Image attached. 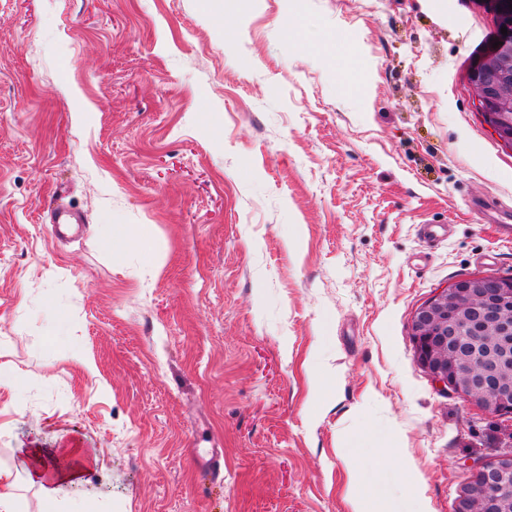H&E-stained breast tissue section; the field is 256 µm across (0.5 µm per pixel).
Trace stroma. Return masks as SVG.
<instances>
[{
  "label": "stroma",
  "instance_id": "obj_1",
  "mask_svg": "<svg viewBox=\"0 0 512 512\" xmlns=\"http://www.w3.org/2000/svg\"><path fill=\"white\" fill-rule=\"evenodd\" d=\"M498 35L491 0H0V464L95 449L69 495L105 512H352L349 452L387 512H456L512 414L442 390L411 319L512 276L472 206L512 209L468 79ZM106 224L151 253L113 266Z\"/></svg>",
  "mask_w": 512,
  "mask_h": 512
}]
</instances>
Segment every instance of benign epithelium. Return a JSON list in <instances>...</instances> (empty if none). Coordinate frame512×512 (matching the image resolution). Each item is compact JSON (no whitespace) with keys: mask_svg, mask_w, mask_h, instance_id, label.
I'll use <instances>...</instances> for the list:
<instances>
[{"mask_svg":"<svg viewBox=\"0 0 512 512\" xmlns=\"http://www.w3.org/2000/svg\"><path fill=\"white\" fill-rule=\"evenodd\" d=\"M476 108L493 118L492 132L512 146L503 127L512 126V38L505 37L472 77ZM512 290L494 275L454 282L421 306L412 321L413 340L424 368L444 389L475 394L493 414L512 413ZM512 454L485 464L460 494L456 512H500L484 490L505 481Z\"/></svg>","mask_w":512,"mask_h":512,"instance_id":"benign-epithelium-1","label":"benign epithelium"}]
</instances>
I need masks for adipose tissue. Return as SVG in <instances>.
Segmentation results:
<instances>
[{
    "instance_id": "1",
    "label": "adipose tissue",
    "mask_w": 512,
    "mask_h": 512,
    "mask_svg": "<svg viewBox=\"0 0 512 512\" xmlns=\"http://www.w3.org/2000/svg\"><path fill=\"white\" fill-rule=\"evenodd\" d=\"M40 455V450H27L19 465H0V512H23L17 494L22 478L39 488L44 512H100L94 502H74L65 495L67 488L83 483L95 457L83 448H60L52 454L53 469L46 471L39 465Z\"/></svg>"
}]
</instances>
